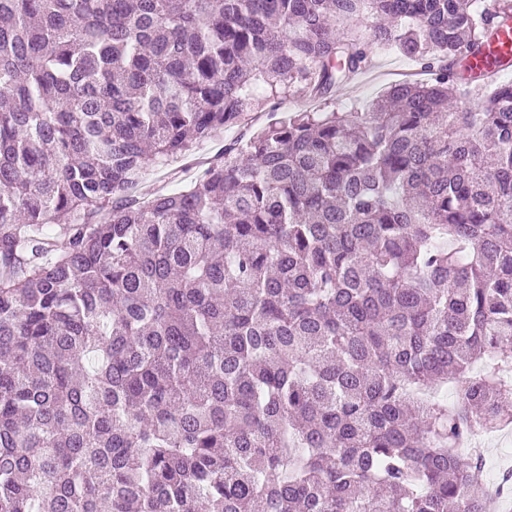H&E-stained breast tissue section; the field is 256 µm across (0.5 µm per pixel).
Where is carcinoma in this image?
<instances>
[{"instance_id": "carcinoma-1", "label": "carcinoma", "mask_w": 512, "mask_h": 512, "mask_svg": "<svg viewBox=\"0 0 512 512\" xmlns=\"http://www.w3.org/2000/svg\"><path fill=\"white\" fill-rule=\"evenodd\" d=\"M474 2L0 0V512H489L458 448L512 423V81L463 50L512 0ZM360 23L428 79L138 195L333 100ZM296 90L290 98L279 104H268L262 112H251L240 125L224 129V137L220 140L200 144L187 158L179 159L165 167H150L141 193L151 194L161 188L169 191L180 189L193 172L207 166V163L221 155L229 144L243 142L253 133L260 131L271 119V112H275V117L278 118L299 110H318L325 107L324 102L308 98L303 89Z\"/></svg>"}]
</instances>
